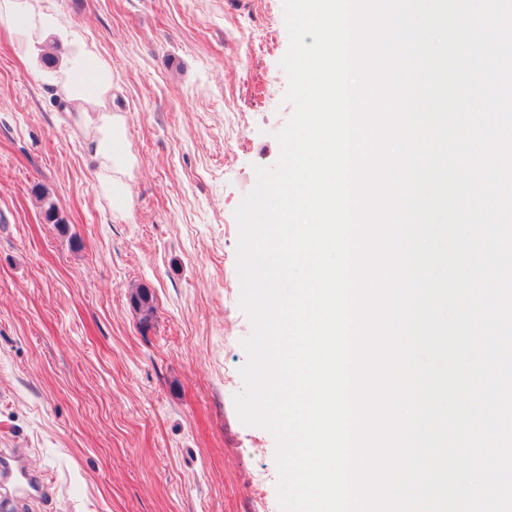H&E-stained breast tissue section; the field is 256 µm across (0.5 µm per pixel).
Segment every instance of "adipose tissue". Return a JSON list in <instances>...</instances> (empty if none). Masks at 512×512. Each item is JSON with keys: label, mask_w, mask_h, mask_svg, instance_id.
<instances>
[{"label": "adipose tissue", "mask_w": 512, "mask_h": 512, "mask_svg": "<svg viewBox=\"0 0 512 512\" xmlns=\"http://www.w3.org/2000/svg\"><path fill=\"white\" fill-rule=\"evenodd\" d=\"M39 0H0V25L12 27L23 24L25 44H43L48 33L59 26L54 14L41 10ZM76 61L55 75L66 98L84 109L92 110L95 129L88 149L101 165L113 173L112 205L125 206L129 198V187L120 178L131 164L125 145V122L121 114L112 112L109 96L112 90V66L101 60L87 44H77L73 50Z\"/></svg>", "instance_id": "adipose-tissue-1"}]
</instances>
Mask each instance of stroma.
<instances>
[{
	"instance_id": "obj_1",
	"label": "stroma",
	"mask_w": 512,
	"mask_h": 512,
	"mask_svg": "<svg viewBox=\"0 0 512 512\" xmlns=\"http://www.w3.org/2000/svg\"><path fill=\"white\" fill-rule=\"evenodd\" d=\"M39 4L66 31L57 64L75 36L112 65L130 199L113 208L90 126L0 26V448L45 474L34 512H280L275 440L234 404L252 332L234 212L291 114L285 22L263 0ZM130 294V303L132 307L141 314L143 322H148L155 312L154 299L143 285L132 286Z\"/></svg>"
}]
</instances>
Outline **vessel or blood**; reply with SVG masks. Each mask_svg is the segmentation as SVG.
Here are the masks:
<instances>
[{
    "label": "vessel or blood",
    "instance_id": "1",
    "mask_svg": "<svg viewBox=\"0 0 512 512\" xmlns=\"http://www.w3.org/2000/svg\"><path fill=\"white\" fill-rule=\"evenodd\" d=\"M45 477L33 469L23 448H0V512H25L41 498Z\"/></svg>",
    "mask_w": 512,
    "mask_h": 512
}]
</instances>
